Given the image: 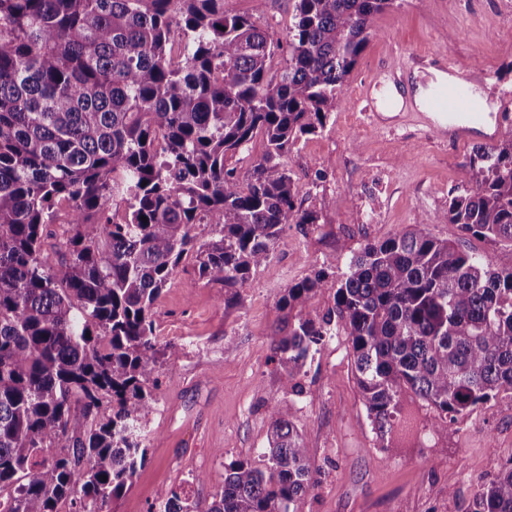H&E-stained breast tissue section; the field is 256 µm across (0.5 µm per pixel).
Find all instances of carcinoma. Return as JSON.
<instances>
[{"instance_id":"obj_1","label":"carcinoma","mask_w":512,"mask_h":512,"mask_svg":"<svg viewBox=\"0 0 512 512\" xmlns=\"http://www.w3.org/2000/svg\"><path fill=\"white\" fill-rule=\"evenodd\" d=\"M392 2L294 0L281 40L224 0H0V512H108L131 485L155 404V301L188 257L227 295L270 261L282 225L318 223L284 156L338 109ZM256 139L264 151L244 175L227 167ZM464 169L448 237L416 224L280 300L302 311L333 294L272 349L292 378L344 331L381 431L412 434L406 391L436 412L435 435L512 397V268L458 246L512 245V122ZM271 419L264 464H231L205 512H296L311 464L290 413L275 404ZM162 503L198 512L179 489ZM468 512H512V459Z\"/></svg>"}]
</instances>
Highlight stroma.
Instances as JSON below:
<instances>
[{
  "mask_svg": "<svg viewBox=\"0 0 512 512\" xmlns=\"http://www.w3.org/2000/svg\"><path fill=\"white\" fill-rule=\"evenodd\" d=\"M224 8L282 38L293 0H224ZM404 51L433 52L437 64L470 71L489 112L512 120V0H394L374 16L340 109L284 158L298 203L318 223L284 225L270 263L233 301L189 262L156 301L157 343L176 344L178 355L161 359L146 460L111 512H148L179 486L204 510L224 484L225 464L259 460L273 404L290 410L313 470L297 512H466L477 484L512 459L511 398L477 405L436 436L432 410L405 394L418 432L399 441L368 418L344 334L310 353L296 375L302 393L273 359L271 338L289 319L280 305L288 285L318 270L343 273L366 243L412 224L448 234L441 217L482 136L445 140L415 124L379 129L355 101L370 71Z\"/></svg>",
  "mask_w": 512,
  "mask_h": 512,
  "instance_id": "obj_1",
  "label": "stroma"
}]
</instances>
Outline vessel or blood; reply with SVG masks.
Wrapping results in <instances>:
<instances>
[{
  "mask_svg": "<svg viewBox=\"0 0 512 512\" xmlns=\"http://www.w3.org/2000/svg\"><path fill=\"white\" fill-rule=\"evenodd\" d=\"M424 57H414L412 63L424 64ZM409 63V64H412ZM407 63L390 65L370 73L359 87V96L367 103H374L376 94L384 82L400 84L409 66ZM447 71L457 79L455 89L439 84L427 100L402 103L389 107L388 111H374L373 118L380 126H400L409 123L431 128L441 138H462L473 132H481L486 140H494L500 133L499 122L485 112L479 99L471 95V78L461 68L448 66Z\"/></svg>",
  "mask_w": 512,
  "mask_h": 512,
  "instance_id": "1",
  "label": "vessel or blood"
}]
</instances>
